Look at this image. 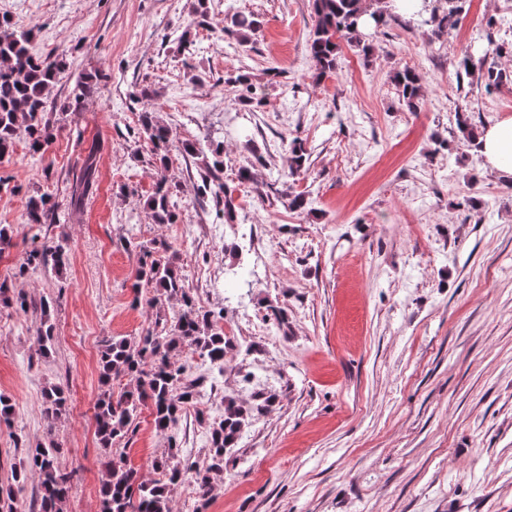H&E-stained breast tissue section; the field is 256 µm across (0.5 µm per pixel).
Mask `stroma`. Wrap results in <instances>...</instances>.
Masks as SVG:
<instances>
[{
	"label": "stroma",
	"mask_w": 512,
	"mask_h": 512,
	"mask_svg": "<svg viewBox=\"0 0 512 512\" xmlns=\"http://www.w3.org/2000/svg\"><path fill=\"white\" fill-rule=\"evenodd\" d=\"M311 3L208 0L210 25L185 57L177 43L194 0H0L15 30L35 31L33 53L63 57L55 98L79 75L97 78L80 111L54 112L45 153L22 138L0 158V227L13 233L0 281L29 303L0 302V394L15 408L0 424V486L49 442L73 473L64 512H98L105 454L157 478L169 436L149 407L128 445L108 452L94 420L103 340L155 325V307L134 298L127 248L147 242L154 258L177 253L196 304L223 310L232 326L223 370L181 356L186 380H202V398L215 391L252 410L207 512H512V183L485 169L456 126L462 106L483 128L512 117V83L489 94L456 78L465 53L512 40V0H466L457 28L439 38L415 20L368 28L364 48L343 44L335 74L318 83ZM235 13L261 22L248 44L223 33ZM405 67L423 79L417 112L392 82ZM241 69L261 102L251 111L235 106L227 82ZM146 110L176 139L223 142L236 223L213 230L214 206L193 188L198 160L176 152L179 219L152 222V145L138 133ZM296 136L309 168L292 179ZM89 155L97 188L71 221L69 194ZM257 155L267 161L258 192L236 180ZM40 190L57 204L44 234L67 241L59 274L19 270L28 200ZM292 192L304 209H289ZM43 300L55 336L46 353L36 338ZM277 309L284 321L273 320ZM258 313L265 329L252 325ZM51 384L70 399L50 426ZM269 394L275 404L254 411ZM173 437L183 458L204 461L209 431L196 411Z\"/></svg>",
	"instance_id": "35a3bbf8"
}]
</instances>
